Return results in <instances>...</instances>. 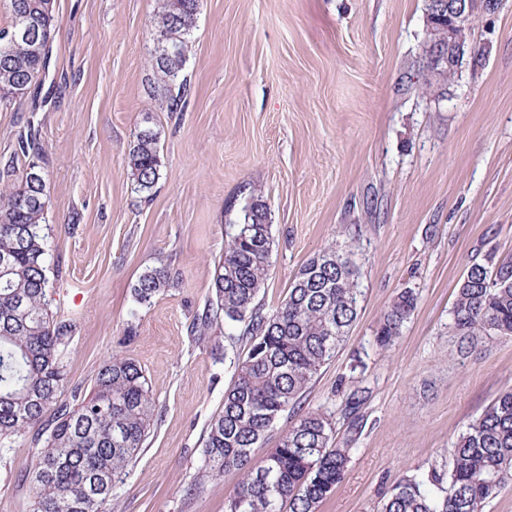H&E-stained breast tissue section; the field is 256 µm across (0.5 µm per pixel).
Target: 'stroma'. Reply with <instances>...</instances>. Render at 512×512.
Here are the masks:
<instances>
[{"mask_svg": "<svg viewBox=\"0 0 512 512\" xmlns=\"http://www.w3.org/2000/svg\"><path fill=\"white\" fill-rule=\"evenodd\" d=\"M155 6L55 0L54 104H0V167L25 120L46 146L63 269L51 310L75 324L59 352L68 391L89 394L115 354L138 361L152 388L154 423L103 512H225L235 491V472L193 485L246 341L221 321L191 327L255 189L276 241L265 311L328 244L353 248L361 310L303 406L330 414L350 451L318 512H380L401 477L447 473L459 435L512 388V340L463 356L449 329L468 267L512 255V0L477 19L441 97L413 87L425 0H200L178 112L152 68ZM148 126L164 167L144 201L125 157ZM155 267L174 287L136 304L133 284ZM404 290L417 306L380 348L378 324ZM356 390L365 400L352 417L344 402ZM33 440L0 448V512H29Z\"/></svg>", "mask_w": 512, "mask_h": 512, "instance_id": "1", "label": "stroma"}]
</instances>
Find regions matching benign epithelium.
I'll use <instances>...</instances> for the list:
<instances>
[{
	"mask_svg": "<svg viewBox=\"0 0 512 512\" xmlns=\"http://www.w3.org/2000/svg\"><path fill=\"white\" fill-rule=\"evenodd\" d=\"M426 38L422 45L424 56L433 66L445 67L450 72L458 70L471 39L473 10L470 0H425ZM448 31L447 45L436 43V30Z\"/></svg>",
	"mask_w": 512,
	"mask_h": 512,
	"instance_id": "1",
	"label": "benign epithelium"
}]
</instances>
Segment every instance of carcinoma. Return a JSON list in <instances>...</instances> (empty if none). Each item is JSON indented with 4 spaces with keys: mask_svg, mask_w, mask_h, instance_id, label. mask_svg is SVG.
<instances>
[{
    "mask_svg": "<svg viewBox=\"0 0 512 512\" xmlns=\"http://www.w3.org/2000/svg\"><path fill=\"white\" fill-rule=\"evenodd\" d=\"M11 17L0 29V103L22 100L44 75L39 53L13 37L22 24L55 36L54 0H6ZM200 0H158L152 67L166 87L168 110H181L187 88L186 48L197 27ZM448 84V71L427 67L421 88ZM46 149L26 123L13 160L0 169V447L11 448L30 428L35 439L30 512H102L112 487L137 457L154 420L155 405L141 365L112 356L83 399H62L66 377L59 347L73 325L49 312L50 265L46 179L30 181ZM133 190L150 196L163 168L158 132L142 129L126 155ZM263 195L253 194L241 221L214 262L213 297L201 329L222 317L243 325L248 343L238 358L224 404L208 426L204 465L194 488L226 472L240 475L226 512H317L345 477L350 449L334 444L335 422L301 408V397L358 318L362 296L351 252L334 245L303 264L288 295L272 312L257 298L269 276L275 241ZM173 285L168 269L152 268L132 286L134 301L149 304ZM416 307L403 291L384 314L377 344L392 346ZM450 329L460 352H476L493 338L512 339V257L489 266L474 262L461 279ZM292 423L276 447L259 455L283 414ZM512 483V389L463 432L448 475L398 480L381 512H484Z\"/></svg>",
    "mask_w": 512,
    "mask_h": 512,
    "instance_id": "carcinoma-1",
    "label": "carcinoma"
}]
</instances>
